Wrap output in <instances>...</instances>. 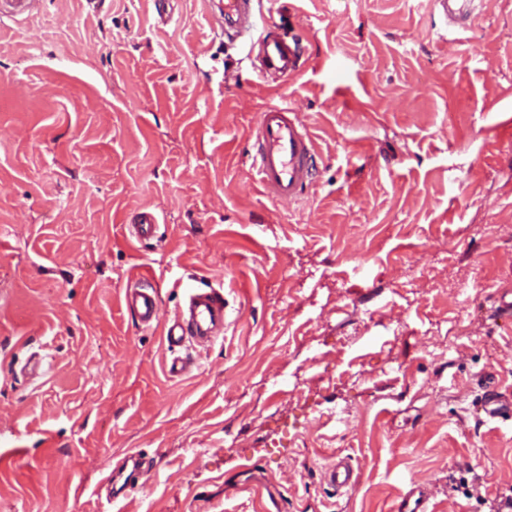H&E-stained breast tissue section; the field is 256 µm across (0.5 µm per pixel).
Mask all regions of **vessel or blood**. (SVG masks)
<instances>
[{
	"label": "vessel or blood",
	"mask_w": 512,
	"mask_h": 512,
	"mask_svg": "<svg viewBox=\"0 0 512 512\" xmlns=\"http://www.w3.org/2000/svg\"><path fill=\"white\" fill-rule=\"evenodd\" d=\"M474 0H435L438 12L448 25L466 26ZM258 74L263 80H288L302 66L297 40L283 33L264 30L257 41ZM255 143L249 154L250 168L266 193L282 203L299 201L312 181L313 146L305 124L288 102L260 112L254 128ZM124 302L141 326L150 327L159 318L160 300L156 288L127 289ZM188 314L165 328L169 346L190 340L206 344L224 330L226 306L222 290L193 291L187 296Z\"/></svg>",
	"instance_id": "1"
}]
</instances>
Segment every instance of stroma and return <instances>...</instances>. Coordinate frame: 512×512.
<instances>
[{
  "label": "stroma",
  "instance_id": "1",
  "mask_svg": "<svg viewBox=\"0 0 512 512\" xmlns=\"http://www.w3.org/2000/svg\"><path fill=\"white\" fill-rule=\"evenodd\" d=\"M287 86L211 0L0 13V512H497L512 496V0H255ZM288 100L316 147L284 205L246 163ZM154 234L131 237L135 213ZM147 273L159 323L125 289ZM227 325L168 347L189 288ZM184 372L169 374L174 358ZM140 453L120 496L107 476ZM347 459L341 490L327 467ZM474 0H435L438 12L450 26L465 27L470 17ZM261 37L258 39L259 51L256 59L259 65L260 78L269 82L270 79L281 80L286 84L288 78L294 76L302 66V54L298 40H288V36L281 32L272 31L273 24L266 23ZM124 302L128 309L134 312L143 327H152L158 322L160 300L156 288L135 286L127 288Z\"/></svg>",
  "mask_w": 512,
  "mask_h": 512
}]
</instances>
